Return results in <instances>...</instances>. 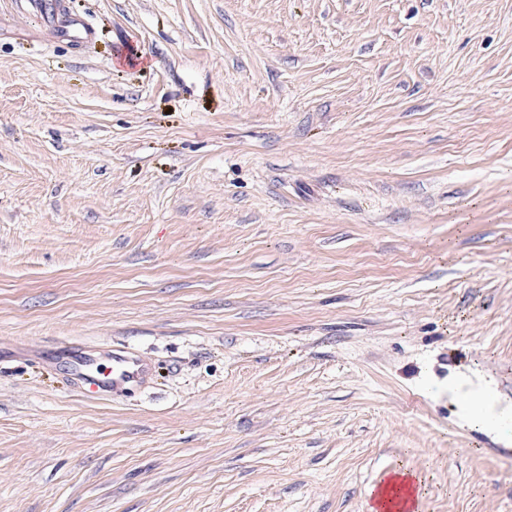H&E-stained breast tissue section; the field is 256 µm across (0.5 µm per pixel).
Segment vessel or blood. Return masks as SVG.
Instances as JSON below:
<instances>
[{"mask_svg":"<svg viewBox=\"0 0 512 512\" xmlns=\"http://www.w3.org/2000/svg\"><path fill=\"white\" fill-rule=\"evenodd\" d=\"M28 2L33 10L41 13L48 21L56 22V0ZM56 31L60 37L72 40H85L90 36L89 30L73 20L57 24ZM65 353L68 371L77 388L92 392L100 400L140 391L150 383L155 371L150 360L127 348L94 350L82 345H71L66 347Z\"/></svg>","mask_w":512,"mask_h":512,"instance_id":"obj_1","label":"vessel or blood"}]
</instances>
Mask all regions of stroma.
I'll return each mask as SVG.
<instances>
[{
	"mask_svg": "<svg viewBox=\"0 0 512 512\" xmlns=\"http://www.w3.org/2000/svg\"><path fill=\"white\" fill-rule=\"evenodd\" d=\"M61 2L0 0V512H512V0ZM32 9L41 13L43 17L56 27L60 37L72 40H87L91 33L82 24L74 20H66L62 25H55L58 14V4L51 0H28ZM65 363L74 378V385L95 394L99 400L134 394L152 380L155 365L140 354L128 349H91L83 345L63 347ZM98 353V356L94 354ZM112 365L102 370L100 359ZM481 394L465 395L463 397V406L470 412L475 420L478 421L485 428H499L500 421L508 418L506 413L498 414L493 408L488 411L481 406ZM422 484V477L416 472L403 470L395 473L394 476L388 478L385 483L380 484L378 487L371 491V499L373 504L369 507V512H384V507L388 512L389 508L394 505V497L390 496L391 491H399L400 489H407V494L411 497V506L418 505V500H421L420 488ZM413 490V491H412Z\"/></svg>",
	"mask_w": 512,
	"mask_h": 512,
	"instance_id": "35a3bbf8",
	"label": "stroma"
}]
</instances>
